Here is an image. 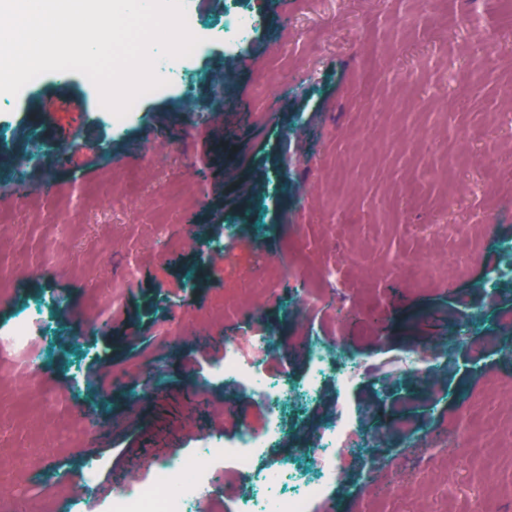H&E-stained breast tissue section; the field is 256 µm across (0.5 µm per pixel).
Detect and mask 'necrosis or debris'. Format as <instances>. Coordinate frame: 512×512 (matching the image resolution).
<instances>
[{
  "label": "necrosis or debris",
  "mask_w": 512,
  "mask_h": 512,
  "mask_svg": "<svg viewBox=\"0 0 512 512\" xmlns=\"http://www.w3.org/2000/svg\"><path fill=\"white\" fill-rule=\"evenodd\" d=\"M302 345L310 372L296 383L285 376L268 378L262 366L263 357L272 348L268 340L257 341L248 354L226 352L219 375L243 388L263 391L270 410L265 434H255L243 426L229 442L215 434L206 436L194 455L159 464L154 485L132 486L115 497L110 512H214L215 501L207 495L212 483L211 467L228 458L242 477L236 512H310L311 504L327 497L330 485L339 476L336 451L350 443L351 416L326 421L310 447L300 449L296 459L281 461L272 469L257 467L256 460L263 449L278 444L285 435L287 428L280 414L286 402L309 404L318 392L322 375L330 371L335 373L340 388H347L357 378L359 367L330 351L318 337H305Z\"/></svg>",
  "instance_id": "necrosis-or-debris-1"
}]
</instances>
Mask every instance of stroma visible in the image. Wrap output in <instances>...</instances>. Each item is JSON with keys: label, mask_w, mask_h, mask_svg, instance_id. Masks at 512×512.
Instances as JSON below:
<instances>
[{"label": "stroma", "mask_w": 512, "mask_h": 512, "mask_svg": "<svg viewBox=\"0 0 512 512\" xmlns=\"http://www.w3.org/2000/svg\"><path fill=\"white\" fill-rule=\"evenodd\" d=\"M224 2L194 0L201 43L182 68L200 82L144 101L123 132L79 73L0 96V268L32 269L0 276V328L31 299L53 320L30 341V354H50L44 370L0 359V472L11 473L0 506L45 476L48 496L31 507L49 512L101 457L81 505L100 512L122 491L115 476L152 480L207 434L264 433L262 394L214 372L226 350L266 336L281 348L263 361L273 377H305V361L284 350L310 334L362 366L346 390L328 374L317 399L287 407L288 438L266 452L283 459L330 416L353 413L330 492L341 512H429L424 490L374 500L419 465L400 417L423 429L462 420L478 437L512 427V325L497 327L484 357L471 349L512 313V274L483 286L512 239V166L494 193L485 179L492 159H512V127L491 121L512 113V0H251L258 22L239 47L216 28ZM489 29L498 61L475 84L471 50ZM215 98L237 107L207 111ZM34 151L38 162L19 167ZM230 224L240 251L264 250L270 282L250 262L224 277L219 256L190 248L223 240ZM310 299L312 315L298 307ZM121 374L142 391L137 409L114 385ZM89 416L111 435L72 437ZM487 454L435 450L445 512H512V445L491 470Z\"/></svg>", "instance_id": "stroma-1"}]
</instances>
